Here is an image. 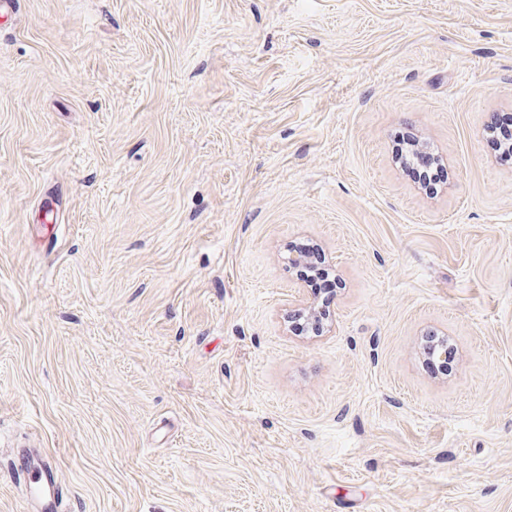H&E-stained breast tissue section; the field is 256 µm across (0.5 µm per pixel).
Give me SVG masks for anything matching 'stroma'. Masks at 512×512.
<instances>
[{"label": "stroma", "mask_w": 512, "mask_h": 512, "mask_svg": "<svg viewBox=\"0 0 512 512\" xmlns=\"http://www.w3.org/2000/svg\"><path fill=\"white\" fill-rule=\"evenodd\" d=\"M506 112L512 0L0 11V512H512ZM400 158L402 159L401 165L409 173L417 171L419 176H421V173H427L429 176L430 172L437 171L443 166L436 154L423 149L420 150L417 143L406 142L404 148H401ZM287 321L293 323L303 320V323H298L299 330L309 332L311 331L314 335H321L326 326L323 312L316 308L315 299L313 301L306 300L301 301L297 308L290 311L287 315ZM14 477L26 488V505L32 512H55L58 510L60 489L54 479L52 466L37 456L26 462L15 457Z\"/></svg>", "instance_id": "1"}]
</instances>
